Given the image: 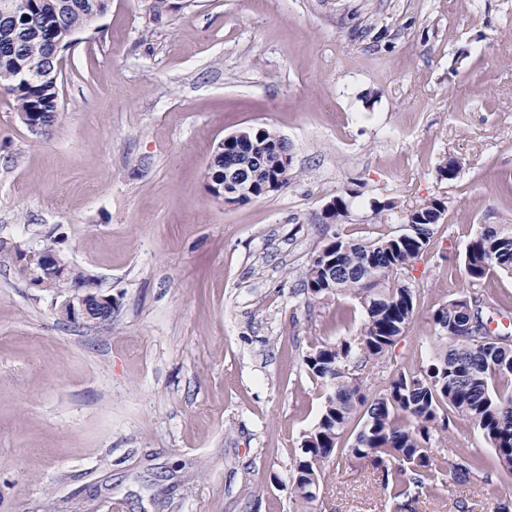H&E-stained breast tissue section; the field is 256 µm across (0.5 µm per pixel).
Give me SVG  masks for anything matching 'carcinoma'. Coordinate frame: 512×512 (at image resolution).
Instances as JSON below:
<instances>
[{
	"label": "carcinoma",
	"instance_id": "carcinoma-1",
	"mask_svg": "<svg viewBox=\"0 0 512 512\" xmlns=\"http://www.w3.org/2000/svg\"><path fill=\"white\" fill-rule=\"evenodd\" d=\"M0 0V95L13 103L25 123L54 125L59 112V61L73 36L101 17L107 0ZM277 136L267 129H248L244 143L212 153L206 180L217 184L224 168L237 159L257 158L259 185L252 196H264L262 183L288 171L278 169ZM446 209L440 200L415 207L407 215L406 232L392 238L357 242L340 235L325 245L303 270L309 296L351 294L364 303L367 318L353 340L323 345L305 357L311 376L328 390L316 425L304 433L301 455L293 464V485L303 509L317 500L311 487L320 482L321 465L335 455L367 459L381 473L397 512H406L423 491L436 489L445 458L431 441L448 430L453 418L479 429L493 457L474 454L452 465L456 479L495 476L512 480V342L480 331L471 319H484L478 294L437 309L432 320L439 342L434 362L425 370L401 373L372 399L360 394L355 364L386 354L415 313L414 294L396 275L429 244L432 226ZM467 277L477 282L494 271L512 274V224H484L465 252ZM87 280L72 266L66 279L45 278L43 291L53 295ZM365 406L354 440L338 447L354 418L356 404Z\"/></svg>",
	"mask_w": 512,
	"mask_h": 512
}]
</instances>
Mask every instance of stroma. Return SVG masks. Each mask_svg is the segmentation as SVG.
Returning a JSON list of instances; mask_svg holds the SVG:
<instances>
[{"label": "stroma", "instance_id": "obj_1", "mask_svg": "<svg viewBox=\"0 0 512 512\" xmlns=\"http://www.w3.org/2000/svg\"><path fill=\"white\" fill-rule=\"evenodd\" d=\"M171 2L156 20L110 0L77 35L47 134L0 97V512H298L291 466L325 396L304 358L365 319L357 297L310 300L302 272L426 201L447 211L398 274L415 314L357 369L362 393L427 368L450 300L483 295L512 335V275L464 269L481 225L512 224V0ZM245 128L287 140L290 182L227 205L205 173ZM47 244L112 296L109 324H61L20 275L18 251ZM434 445L493 455L463 420ZM511 502L449 477L413 512ZM393 510L371 465H323L313 512Z\"/></svg>", "mask_w": 512, "mask_h": 512}]
</instances>
